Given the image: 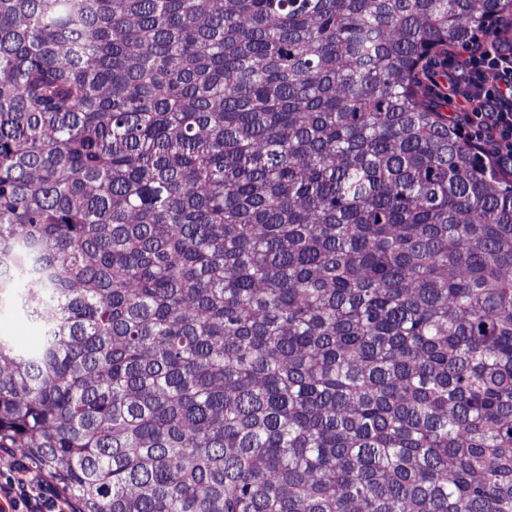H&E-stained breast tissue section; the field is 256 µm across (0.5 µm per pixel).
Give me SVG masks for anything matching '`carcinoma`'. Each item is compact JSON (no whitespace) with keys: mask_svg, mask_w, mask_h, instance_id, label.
Segmentation results:
<instances>
[{"mask_svg":"<svg viewBox=\"0 0 512 512\" xmlns=\"http://www.w3.org/2000/svg\"><path fill=\"white\" fill-rule=\"evenodd\" d=\"M512 0H0V448L80 512H512V176L431 72ZM0 335L14 336L26 348L42 336V324L30 321L15 305L5 302L0 308Z\"/></svg>","mask_w":512,"mask_h":512,"instance_id":"obj_1","label":"carcinoma"}]
</instances>
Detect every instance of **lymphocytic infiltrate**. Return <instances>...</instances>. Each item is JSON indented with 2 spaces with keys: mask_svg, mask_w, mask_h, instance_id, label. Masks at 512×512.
I'll use <instances>...</instances> for the list:
<instances>
[{
  "mask_svg": "<svg viewBox=\"0 0 512 512\" xmlns=\"http://www.w3.org/2000/svg\"><path fill=\"white\" fill-rule=\"evenodd\" d=\"M443 77L448 106L474 149L512 174V43L458 46Z\"/></svg>",
  "mask_w": 512,
  "mask_h": 512,
  "instance_id": "lymphocytic-infiltrate-1",
  "label": "lymphocytic infiltrate"
}]
</instances>
